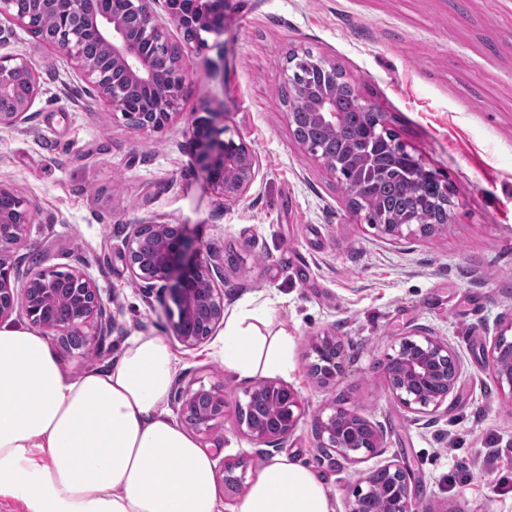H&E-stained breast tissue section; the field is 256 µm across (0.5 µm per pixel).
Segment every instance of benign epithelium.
I'll return each mask as SVG.
<instances>
[{"label": "benign epithelium", "mask_w": 512, "mask_h": 512, "mask_svg": "<svg viewBox=\"0 0 512 512\" xmlns=\"http://www.w3.org/2000/svg\"><path fill=\"white\" fill-rule=\"evenodd\" d=\"M169 19L190 30L185 43L196 40L201 31L224 34L226 0H163ZM51 11L58 23V36L51 45L63 52L74 69L93 85L101 101L119 112L130 124L154 133L167 127L179 115L186 78L181 68L183 49L167 40L163 26L150 7V0H0V34L18 27L34 32L39 16ZM86 38L97 40L104 48L109 64L83 56L80 45ZM26 74L29 93L8 112L0 111V128L13 127L27 120V112L37 94L35 65L24 58L0 56V97L9 89L15 73ZM294 98L310 103L309 123L318 128H334L342 121L336 111V99L330 86L311 89L301 79L287 76ZM224 113L205 108L192 122L189 145L195 163L211 189L226 204L246 197L259 175L257 155L244 141H226ZM392 162H407L413 169L433 180L435 173L398 143ZM348 154L354 164L366 167L372 162L364 139L351 143ZM313 156L332 176H338L341 160L334 152L316 151ZM444 219L435 224H411L386 215L376 224L380 232L393 240L418 234L428 235L448 228L454 203L448 185ZM31 213L20 199L15 212H0V320L16 309L24 311L32 326L43 333L54 332L73 350L85 356L96 350L97 340L111 329L98 288L81 271L63 273L59 281L49 278L41 263L24 271L12 260L14 250L27 236ZM124 258L132 282L145 291L161 289L172 321L173 335L187 348L205 342L224 324L222 274L212 255L193 246L182 224L142 221L128 225L124 239ZM69 308L62 316L58 309ZM502 329L487 350V365L499 383L507 384L512 399V341ZM385 356V381L396 401L416 421L436 414L455 390L462 374L461 361L448 341L414 329L396 337ZM316 361L309 372L326 386L341 372L345 344L325 332L311 342ZM453 367L448 372L447 367ZM246 401L236 403L238 428L257 444L266 446L262 459L268 460L295 430L302 414L298 393L274 380H260L245 389ZM186 420L200 435H208L224 421V390L193 388V382L175 389ZM318 447L331 450L345 461L360 462L382 452L379 427L342 407L331 406L326 418H318ZM386 482L392 494L375 500L372 489ZM348 512H417L404 466L386 461L364 473L353 490Z\"/></svg>", "instance_id": "obj_1"}]
</instances>
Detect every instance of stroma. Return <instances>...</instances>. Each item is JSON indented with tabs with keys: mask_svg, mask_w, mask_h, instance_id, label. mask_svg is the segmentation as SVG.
<instances>
[{
	"mask_svg": "<svg viewBox=\"0 0 512 512\" xmlns=\"http://www.w3.org/2000/svg\"><path fill=\"white\" fill-rule=\"evenodd\" d=\"M338 61L399 140L453 193L447 229L388 240L349 208L336 178L298 144L280 100L288 50ZM0 55L31 60L40 91L28 120L0 128V184L33 206L13 260L27 269H77L97 286L116 326L97 354L49 342L74 373L116 362L132 336H165L177 377L224 390L213 432L215 472L236 466L243 483L262 466L236 422L249 380L224 371L212 342L171 337L160 294L144 296L120 258L127 227L153 219L186 225L224 273V306L256 296L273 310L269 332L294 338L285 379L305 413L284 442L289 459L326 481L346 512L363 471L395 460L412 472L421 512H512V399L484 352L512 320V0H228L224 33L202 34L184 53L183 114L144 133L100 101L67 57L22 30ZM225 110L226 137L255 150L260 172L247 196L225 204L197 169L193 112ZM420 329L458 353L459 389L421 421L384 382L394 336ZM345 342L341 373L321 386L309 373L312 337ZM339 404L377 424L382 456L351 463L317 446L321 412ZM497 456H490V449Z\"/></svg>",
	"mask_w": 512,
	"mask_h": 512,
	"instance_id": "stroma-1",
	"label": "stroma"
}]
</instances>
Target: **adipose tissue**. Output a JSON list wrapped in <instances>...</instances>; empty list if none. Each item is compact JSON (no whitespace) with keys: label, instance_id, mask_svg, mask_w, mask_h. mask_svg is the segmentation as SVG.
<instances>
[{"label":"adipose tissue","instance_id":"ef3b65f1","mask_svg":"<svg viewBox=\"0 0 512 512\" xmlns=\"http://www.w3.org/2000/svg\"><path fill=\"white\" fill-rule=\"evenodd\" d=\"M267 301L240 304L214 346L239 379L288 375L293 339L264 334ZM169 341L132 337L116 364L68 371L45 336L0 323V499L26 512H222L214 462L165 416ZM238 512H335L321 478L280 456L249 481Z\"/></svg>","mask_w":512,"mask_h":512}]
</instances>
